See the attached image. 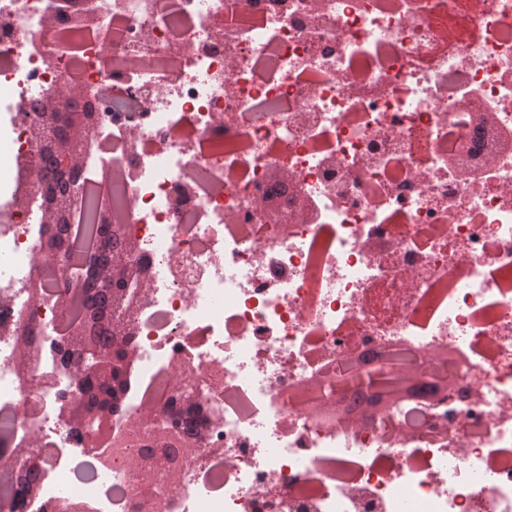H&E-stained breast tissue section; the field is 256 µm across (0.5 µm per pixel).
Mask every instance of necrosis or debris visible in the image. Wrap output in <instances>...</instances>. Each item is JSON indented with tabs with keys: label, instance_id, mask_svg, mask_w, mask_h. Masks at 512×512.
Here are the masks:
<instances>
[{
	"label": "necrosis or debris",
	"instance_id": "4bbe7bcc",
	"mask_svg": "<svg viewBox=\"0 0 512 512\" xmlns=\"http://www.w3.org/2000/svg\"><path fill=\"white\" fill-rule=\"evenodd\" d=\"M47 3L0 0V506L512 512V0H93L75 55ZM66 81L99 131L75 221L124 211L149 263L119 453L61 422L71 282L31 261L61 246L28 130ZM383 363L415 394L328 384ZM148 400L197 439L173 484L127 462ZM193 370L190 367L184 368L180 374L176 376V383L173 386L172 400L179 405H184L186 408H191L192 405H200L201 397L192 385L191 379L193 378Z\"/></svg>",
	"mask_w": 512,
	"mask_h": 512
}]
</instances>
